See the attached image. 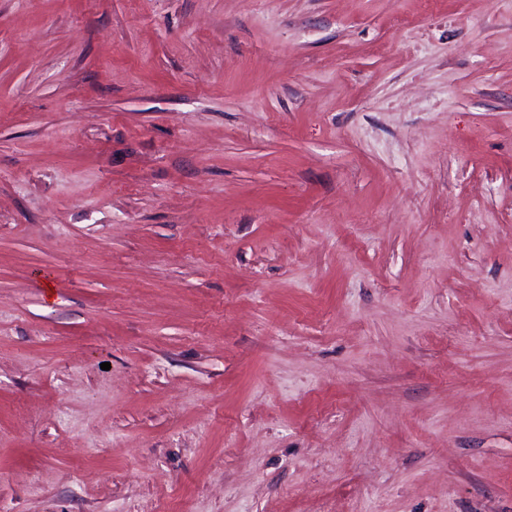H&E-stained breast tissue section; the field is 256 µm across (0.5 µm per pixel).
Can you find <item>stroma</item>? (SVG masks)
<instances>
[{
	"label": "stroma",
	"mask_w": 512,
	"mask_h": 512,
	"mask_svg": "<svg viewBox=\"0 0 512 512\" xmlns=\"http://www.w3.org/2000/svg\"><path fill=\"white\" fill-rule=\"evenodd\" d=\"M0 512H512V0H0Z\"/></svg>",
	"instance_id": "35a3bbf8"
}]
</instances>
